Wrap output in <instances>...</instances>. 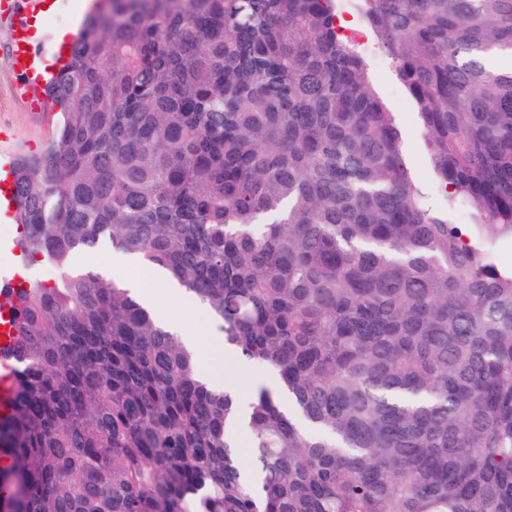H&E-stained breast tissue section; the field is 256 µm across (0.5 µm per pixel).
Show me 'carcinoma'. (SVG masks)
I'll use <instances>...</instances> for the list:
<instances>
[{"label": "carcinoma", "mask_w": 512, "mask_h": 512, "mask_svg": "<svg viewBox=\"0 0 512 512\" xmlns=\"http://www.w3.org/2000/svg\"><path fill=\"white\" fill-rule=\"evenodd\" d=\"M341 2L86 21L46 86L58 137L13 166L24 260L60 276L0 290V512H512V0H356L443 206ZM105 245L274 374L247 426L149 307L77 268ZM342 18L348 22L350 32L371 52L376 91L390 112H394L400 122L405 158L410 165L416 185L423 190H432L436 178L427 162L425 140L422 136L417 110L401 86L393 63L383 52L374 49L377 47L376 39L356 9L355 1L346 0L344 2Z\"/></svg>", "instance_id": "carcinoma-1"}]
</instances>
